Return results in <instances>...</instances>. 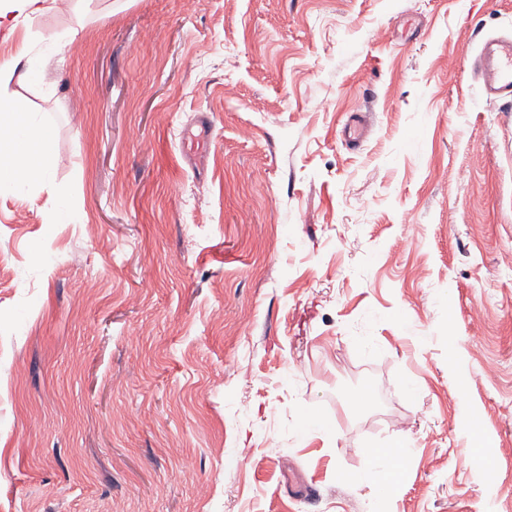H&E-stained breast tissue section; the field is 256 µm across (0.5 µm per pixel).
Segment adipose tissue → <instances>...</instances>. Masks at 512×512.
Instances as JSON below:
<instances>
[{"label":"adipose tissue","instance_id":"adipose-tissue-1","mask_svg":"<svg viewBox=\"0 0 512 512\" xmlns=\"http://www.w3.org/2000/svg\"><path fill=\"white\" fill-rule=\"evenodd\" d=\"M72 32L52 29L41 35L42 48L27 55L24 71L28 80L43 81ZM54 138L38 113L31 110L10 88L9 77L0 72V187L25 190L52 182Z\"/></svg>","mask_w":512,"mask_h":512}]
</instances>
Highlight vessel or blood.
Instances as JSON below:
<instances>
[{"mask_svg":"<svg viewBox=\"0 0 512 512\" xmlns=\"http://www.w3.org/2000/svg\"><path fill=\"white\" fill-rule=\"evenodd\" d=\"M486 97L512 104V38H484L472 59Z\"/></svg>","mask_w":512,"mask_h":512,"instance_id":"obj_1","label":"vessel or blood"}]
</instances>
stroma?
<instances>
[{
	"mask_svg": "<svg viewBox=\"0 0 512 512\" xmlns=\"http://www.w3.org/2000/svg\"><path fill=\"white\" fill-rule=\"evenodd\" d=\"M46 28L76 36L13 82L55 151L0 189V512H376L345 476L395 442L394 512H512V108L470 66L512 0H68L0 66Z\"/></svg>",
	"mask_w": 512,
	"mask_h": 512,
	"instance_id": "1",
	"label": "stroma"
}]
</instances>
